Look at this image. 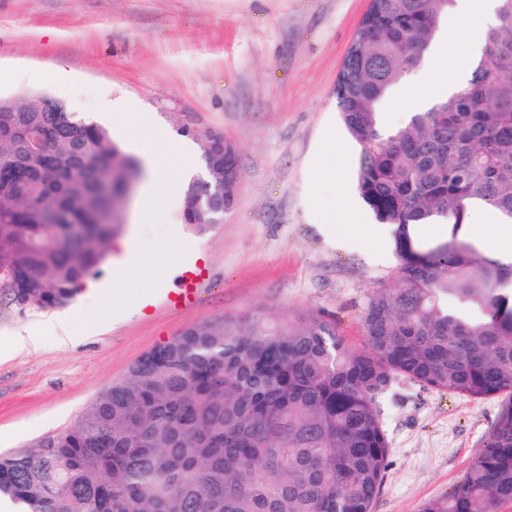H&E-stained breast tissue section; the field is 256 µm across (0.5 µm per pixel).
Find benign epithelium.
<instances>
[{
    "label": "benign epithelium",
    "mask_w": 512,
    "mask_h": 512,
    "mask_svg": "<svg viewBox=\"0 0 512 512\" xmlns=\"http://www.w3.org/2000/svg\"><path fill=\"white\" fill-rule=\"evenodd\" d=\"M184 132L202 141L205 147L204 161L207 172L221 171L223 177L212 186L206 179L197 182V194L185 215L188 224H221L236 200L239 180L238 152L224 135L213 132L199 133L186 128Z\"/></svg>",
    "instance_id": "benign-epithelium-1"
}]
</instances>
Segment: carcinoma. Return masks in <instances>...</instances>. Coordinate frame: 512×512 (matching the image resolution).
Returning <instances> with one entry per match:
<instances>
[{
    "instance_id": "1",
    "label": "carcinoma",
    "mask_w": 512,
    "mask_h": 512,
    "mask_svg": "<svg viewBox=\"0 0 512 512\" xmlns=\"http://www.w3.org/2000/svg\"><path fill=\"white\" fill-rule=\"evenodd\" d=\"M455 0H372L337 80L360 147L356 188L392 228L397 283L361 312L357 347L320 318L244 313L191 326L141 357L66 430L0 455L24 512H373L388 469L382 403L399 380L500 399L489 442L422 512L512 501V266L461 237L468 200L512 218V0H497L470 77L403 126L378 102L420 63ZM0 112V299L67 305L100 272L139 162L72 112ZM43 150L19 160L25 135ZM442 218L446 239L418 224Z\"/></svg>"
}]
</instances>
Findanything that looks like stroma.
<instances>
[{"mask_svg":"<svg viewBox=\"0 0 512 512\" xmlns=\"http://www.w3.org/2000/svg\"><path fill=\"white\" fill-rule=\"evenodd\" d=\"M370 0H0V98L41 92L79 117L104 99L123 98L151 116L170 139L183 128L222 133L238 149L233 209L205 235L182 222L181 207L137 223L136 204L96 279L112 283L127 237L136 244L134 303L107 327L99 298L79 293L61 307L72 343L60 345L45 310L0 303V453L71 426L103 389L125 378L143 355L185 328L243 313L266 320L319 316L359 343V313L378 284H395L392 232L375 243L335 235L322 211L353 202L359 221L375 218L355 189L359 147L344 129L334 89ZM432 56L411 70L382 124L407 122L425 95ZM335 147L344 169L335 193L323 192L321 152ZM180 228L202 257L206 288L197 304L159 303L178 268L163 254ZM32 348L12 345L16 334ZM386 404L389 467L373 512H421L462 478L486 444L500 402L473 400L408 382Z\"/></svg>","mask_w":512,"mask_h":512,"instance_id":"obj_1","label":"stroma"}]
</instances>
